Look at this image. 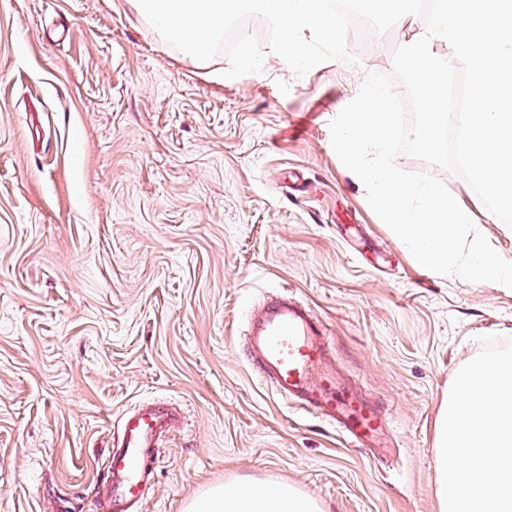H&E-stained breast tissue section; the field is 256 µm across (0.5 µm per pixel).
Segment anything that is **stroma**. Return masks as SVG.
I'll return each mask as SVG.
<instances>
[{
    "mask_svg": "<svg viewBox=\"0 0 512 512\" xmlns=\"http://www.w3.org/2000/svg\"><path fill=\"white\" fill-rule=\"evenodd\" d=\"M424 25L348 35L352 64L300 76L269 52L229 79L226 54L190 59L133 0H0V512H101L113 425L157 400L181 419L142 512L240 479L321 512H439L438 410L480 336L512 342V291L416 266L330 131ZM395 163L512 258L464 178ZM282 291L385 413V447L351 446L248 363L247 320Z\"/></svg>",
    "mask_w": 512,
    "mask_h": 512,
    "instance_id": "stroma-1",
    "label": "stroma"
}]
</instances>
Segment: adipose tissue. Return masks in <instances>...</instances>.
Returning <instances> with one entry per match:
<instances>
[{"mask_svg":"<svg viewBox=\"0 0 512 512\" xmlns=\"http://www.w3.org/2000/svg\"><path fill=\"white\" fill-rule=\"evenodd\" d=\"M186 512H320V507L288 483L263 489L238 482L209 487L190 500Z\"/></svg>","mask_w":512,"mask_h":512,"instance_id":"obj_1","label":"adipose tissue"}]
</instances>
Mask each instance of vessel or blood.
Listing matches in <instances>:
<instances>
[{
  "label": "vessel or blood",
  "instance_id": "1",
  "mask_svg": "<svg viewBox=\"0 0 512 512\" xmlns=\"http://www.w3.org/2000/svg\"><path fill=\"white\" fill-rule=\"evenodd\" d=\"M322 334L307 307L273 294L248 326L247 357L279 395L336 426L352 446L372 447L388 419L357 391L337 382ZM177 419L160 401L122 417L112 433L101 483L106 512H137L141 507L154 485L159 440Z\"/></svg>",
  "mask_w": 512,
  "mask_h": 512
}]
</instances>
